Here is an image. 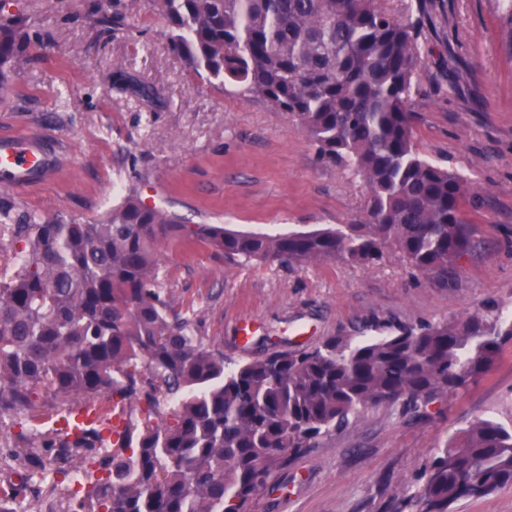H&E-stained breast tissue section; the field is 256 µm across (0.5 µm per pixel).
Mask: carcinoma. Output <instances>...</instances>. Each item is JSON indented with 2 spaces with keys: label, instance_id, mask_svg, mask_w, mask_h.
I'll return each instance as SVG.
<instances>
[{
  "label": "carcinoma",
  "instance_id": "obj_1",
  "mask_svg": "<svg viewBox=\"0 0 512 512\" xmlns=\"http://www.w3.org/2000/svg\"><path fill=\"white\" fill-rule=\"evenodd\" d=\"M92 10L99 31L129 30L138 0ZM174 54L201 79L232 83L288 113L320 158L348 163L368 189L365 223L270 235L183 224L138 188L93 221L19 214L12 270L0 276V415L26 425L0 447V512L43 497L48 473L74 485L47 512H250L290 457L372 406L425 414L484 375L512 341L490 306L462 319L379 328L352 340L224 364L175 311L159 245L204 242L230 262L369 265L393 248L432 283H453L477 252L462 211L469 186L422 158L408 102L422 30L376 0H152ZM0 0V95L44 43ZM107 81L151 98L122 67ZM170 407V418L159 419ZM392 512H450L512 485V430L479 419L425 466Z\"/></svg>",
  "mask_w": 512,
  "mask_h": 512
}]
</instances>
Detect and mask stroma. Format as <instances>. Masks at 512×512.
I'll return each mask as SVG.
<instances>
[{
  "label": "stroma",
  "instance_id": "1",
  "mask_svg": "<svg viewBox=\"0 0 512 512\" xmlns=\"http://www.w3.org/2000/svg\"><path fill=\"white\" fill-rule=\"evenodd\" d=\"M93 0H12L49 39L0 98V140L43 139L54 176L23 188L0 184V204L66 219L99 218L136 185L143 203L187 224L276 233L363 221L367 189L349 166L319 159L284 112L234 86L203 82L168 47V21L141 0L127 35L92 28ZM420 37L409 110L426 160L462 176L464 208L482 251L462 261L456 284L434 285L400 253L364 266L342 260L290 267L229 262L205 243L159 247L176 310L194 313L206 346L238 363L310 348L329 336L372 335L375 322L452 320L492 304L512 314V56L496 0H440ZM122 64L156 90L151 99L104 81ZM457 81L449 93V81ZM479 418L512 428V342L492 369L411 420L373 407L292 457L251 512H387L414 492L423 467Z\"/></svg>",
  "mask_w": 512,
  "mask_h": 512
}]
</instances>
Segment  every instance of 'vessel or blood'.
<instances>
[{"label": "vessel or blood", "mask_w": 512, "mask_h": 512, "mask_svg": "<svg viewBox=\"0 0 512 512\" xmlns=\"http://www.w3.org/2000/svg\"><path fill=\"white\" fill-rule=\"evenodd\" d=\"M53 158L34 136L0 142V182L25 187L50 177Z\"/></svg>", "instance_id": "vessel-or-blood-1"}]
</instances>
